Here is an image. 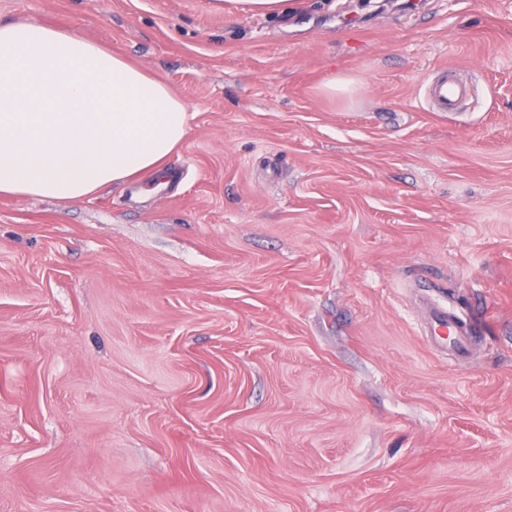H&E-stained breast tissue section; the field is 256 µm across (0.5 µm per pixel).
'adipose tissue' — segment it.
<instances>
[{
  "instance_id": "1",
  "label": "adipose tissue",
  "mask_w": 512,
  "mask_h": 512,
  "mask_svg": "<svg viewBox=\"0 0 512 512\" xmlns=\"http://www.w3.org/2000/svg\"><path fill=\"white\" fill-rule=\"evenodd\" d=\"M188 130L186 102L122 53L0 19V195L82 200L159 178Z\"/></svg>"
}]
</instances>
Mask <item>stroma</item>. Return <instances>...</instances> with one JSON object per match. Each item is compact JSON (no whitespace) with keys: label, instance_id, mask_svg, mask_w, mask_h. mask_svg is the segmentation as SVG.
Listing matches in <instances>:
<instances>
[{"label":"stroma","instance_id":"1","mask_svg":"<svg viewBox=\"0 0 512 512\" xmlns=\"http://www.w3.org/2000/svg\"><path fill=\"white\" fill-rule=\"evenodd\" d=\"M0 18L189 108L149 192L0 197V512H512V0ZM443 65L456 112L422 97ZM452 72L447 66L432 73L422 85L426 104L433 112H454L458 106L474 96L470 83L458 82L448 77Z\"/></svg>","mask_w":512,"mask_h":512}]
</instances>
